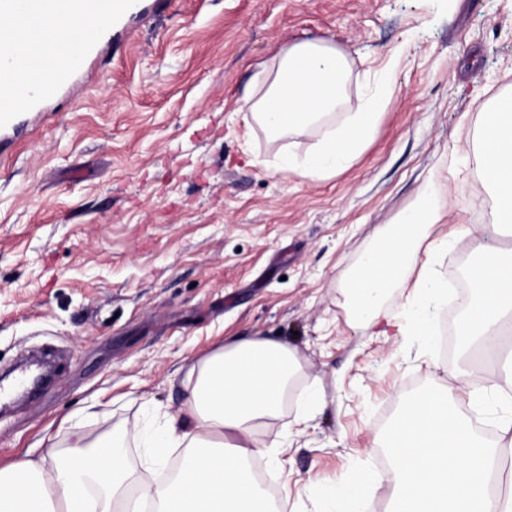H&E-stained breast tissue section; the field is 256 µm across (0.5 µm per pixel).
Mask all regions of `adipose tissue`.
I'll return each instance as SVG.
<instances>
[{
    "instance_id": "ef3b65f1",
    "label": "adipose tissue",
    "mask_w": 512,
    "mask_h": 512,
    "mask_svg": "<svg viewBox=\"0 0 512 512\" xmlns=\"http://www.w3.org/2000/svg\"><path fill=\"white\" fill-rule=\"evenodd\" d=\"M347 55L326 40L288 46L259 78L261 94L241 105L271 137L315 128L319 139L304 152L288 151L278 166L309 180L350 167L372 133L382 99L351 96ZM492 195L488 224L462 233L472 286L471 305L457 326L468 362L459 375V397L424 389L385 433L390 456L386 478L358 472L338 485L342 512H359L370 487L386 482L387 512H512V248L486 245L487 232L512 231V93L481 113L461 146ZM440 213L423 200L385 227L376 246L340 282L344 308L358 327L386 335L423 336L428 325L412 308L435 298L432 251L424 243ZM408 289L409 313L388 317L381 299L389 289ZM299 353L288 344L254 336L217 347L190 381L186 413L169 418L156 434H140L138 465L126 439L108 435L87 441L72 434L67 452L48 448L37 459L0 468V512H128L137 493L149 512H277L250 465L277 456L259 440V421L278 417L282 397L301 373ZM493 400L501 409L493 439L474 428L466 407ZM183 448L180 474L161 483L156 474L172 449Z\"/></svg>"
}]
</instances>
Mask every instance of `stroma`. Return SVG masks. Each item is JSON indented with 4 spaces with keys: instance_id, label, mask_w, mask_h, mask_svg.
<instances>
[{
    "instance_id": "stroma-1",
    "label": "stroma",
    "mask_w": 512,
    "mask_h": 512,
    "mask_svg": "<svg viewBox=\"0 0 512 512\" xmlns=\"http://www.w3.org/2000/svg\"><path fill=\"white\" fill-rule=\"evenodd\" d=\"M317 39L349 56L351 93L389 81L359 158L310 181L273 162L317 131L275 140L239 108L284 48ZM93 41L40 119L0 133V371L55 356L45 388L0 408V467L73 431L161 428L225 340L277 337L326 405L294 425V383L258 428L283 465L253 463L271 500L286 486L291 512H330L334 482L385 472L377 449L405 402L458 386L440 334L461 304L423 305L431 335L384 338L349 324L339 283L424 196L444 208L435 276L463 278L449 236L491 199L459 144L512 91V0H164Z\"/></svg>"
}]
</instances>
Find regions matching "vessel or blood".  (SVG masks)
I'll use <instances>...</instances> for the list:
<instances>
[{"label":"vessel or blood","instance_id":"obj_1","mask_svg":"<svg viewBox=\"0 0 512 512\" xmlns=\"http://www.w3.org/2000/svg\"><path fill=\"white\" fill-rule=\"evenodd\" d=\"M140 0H0V15L13 18L14 26L0 30V57L9 58L34 19H81L118 22L139 7ZM90 47L69 49L51 39L35 41L29 58L31 70L46 62L55 63L60 77L80 70Z\"/></svg>","mask_w":512,"mask_h":512}]
</instances>
